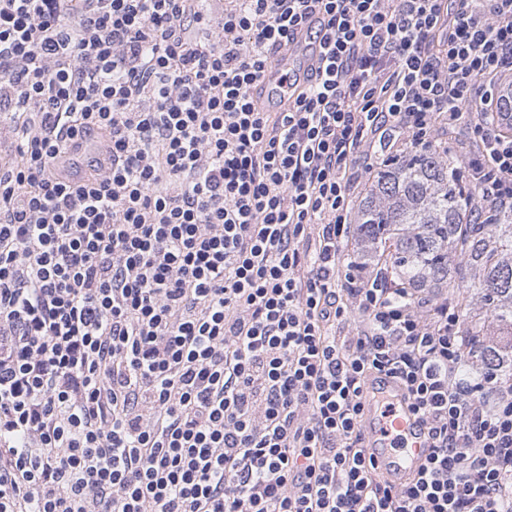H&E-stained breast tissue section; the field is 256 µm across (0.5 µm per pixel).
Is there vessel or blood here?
Returning <instances> with one entry per match:
<instances>
[{
  "instance_id": "obj_1",
  "label": "vessel or blood",
  "mask_w": 512,
  "mask_h": 512,
  "mask_svg": "<svg viewBox=\"0 0 512 512\" xmlns=\"http://www.w3.org/2000/svg\"><path fill=\"white\" fill-rule=\"evenodd\" d=\"M315 65L312 54H303L295 61L290 50H283L280 61L256 86L259 107L266 112L287 111L295 68L310 69ZM72 143V157L60 168V175L66 180L85 177L101 159L100 154H87L82 137H74ZM366 389L371 401L362 422L365 454L389 481H401L424 462L429 446L427 434L408 410L398 385L371 380Z\"/></svg>"
}]
</instances>
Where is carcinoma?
<instances>
[{
    "label": "carcinoma",
    "instance_id": "1",
    "mask_svg": "<svg viewBox=\"0 0 512 512\" xmlns=\"http://www.w3.org/2000/svg\"><path fill=\"white\" fill-rule=\"evenodd\" d=\"M469 186L448 144L415 146L378 162L357 205L353 255L390 268L408 288H451L464 325L476 305L507 332L483 341L467 360L512 377V216L478 224Z\"/></svg>",
    "mask_w": 512,
    "mask_h": 512
}]
</instances>
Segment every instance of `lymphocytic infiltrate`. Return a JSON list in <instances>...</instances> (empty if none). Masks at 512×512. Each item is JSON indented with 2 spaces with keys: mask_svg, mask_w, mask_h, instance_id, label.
Segmentation results:
<instances>
[{
  "mask_svg": "<svg viewBox=\"0 0 512 512\" xmlns=\"http://www.w3.org/2000/svg\"><path fill=\"white\" fill-rule=\"evenodd\" d=\"M309 21L317 71L258 111ZM508 88L512 0H0V512H512V382L454 299L344 252L374 159L447 124L512 213ZM374 375L431 440L398 485ZM281 60L270 68L256 86V101L263 112H285L288 110V97L293 93L294 70L291 51L283 50ZM84 135H78L73 138L71 144L75 146L72 150V158H67L61 165L60 176L65 180H78L85 177L91 167H95L97 162L103 161L102 156L98 152H102L104 143L99 142V150H96L97 143L83 144ZM85 151L96 152L90 156L85 155Z\"/></svg>",
  "mask_w": 512,
  "mask_h": 512,
  "instance_id": "f902f5d3",
  "label": "lymphocytic infiltrate"
}]
</instances>
